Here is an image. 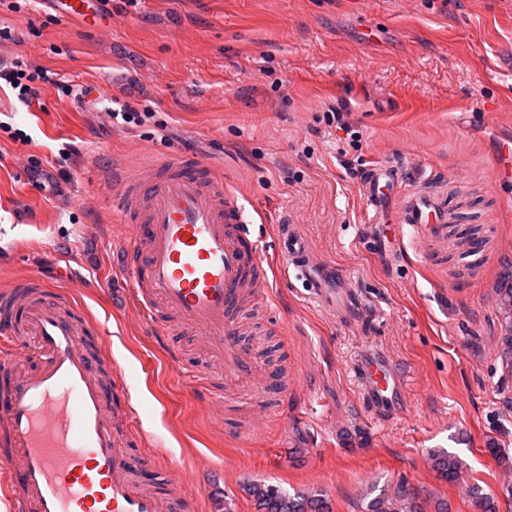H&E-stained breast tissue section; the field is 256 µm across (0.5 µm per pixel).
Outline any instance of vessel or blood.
I'll return each mask as SVG.
<instances>
[{"label":"vessel or blood","instance_id":"obj_1","mask_svg":"<svg viewBox=\"0 0 512 512\" xmlns=\"http://www.w3.org/2000/svg\"><path fill=\"white\" fill-rule=\"evenodd\" d=\"M50 2L63 17L101 7ZM362 186L370 223L410 229L423 253L447 246L446 195L434 184L408 185L402 159L367 169ZM112 187L133 226L120 249L136 305L158 332L196 330L223 360L227 382L254 379L235 317L247 298L269 294L270 281L237 194L210 166L174 152L125 165ZM276 236L282 260L309 265L293 230L279 225ZM46 286L28 278L0 290V334L35 336L41 350L32 368L19 354L0 358V499L9 512H164L163 498L136 478L125 429L111 423L83 325L74 311L46 302Z\"/></svg>","mask_w":512,"mask_h":512}]
</instances>
